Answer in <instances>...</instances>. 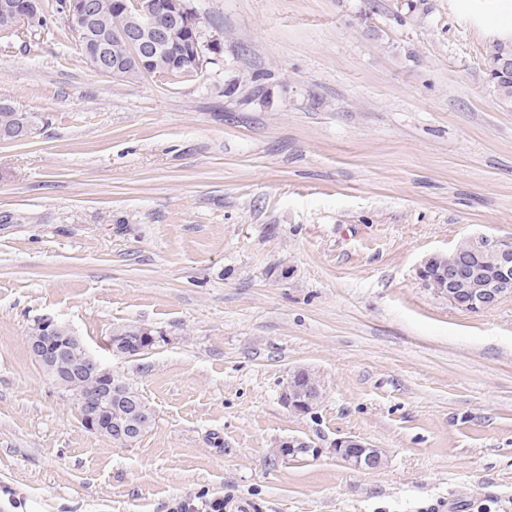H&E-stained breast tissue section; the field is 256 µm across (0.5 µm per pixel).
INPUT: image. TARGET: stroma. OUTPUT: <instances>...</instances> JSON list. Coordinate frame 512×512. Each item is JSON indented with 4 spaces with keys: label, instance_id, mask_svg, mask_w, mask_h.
<instances>
[{
    "label": "stroma",
    "instance_id": "1",
    "mask_svg": "<svg viewBox=\"0 0 512 512\" xmlns=\"http://www.w3.org/2000/svg\"><path fill=\"white\" fill-rule=\"evenodd\" d=\"M189 4L220 51L178 80L99 73L52 7L0 39V99L41 118L0 142V512H512V296L462 312L418 275L512 238V0ZM44 317L139 393L137 442L82 426ZM128 326L156 345L114 354ZM486 56L488 81L502 100L512 104V42H493ZM504 62L511 65L507 72L500 69ZM50 317L41 318L34 325L28 337V349L34 360L41 366L53 369L58 359L65 354H73L82 361V366L88 371H98L103 367L98 358L93 355L85 345L79 343V338L70 333V328L59 324ZM68 335V336H67ZM144 331L142 328L137 327H124L121 329H117L113 331L112 336L109 337V345L110 347L119 344H130L132 342L137 344V349L143 347V349L149 348L152 343H155L156 336H152V331L145 329V336L143 335ZM144 341H150L149 345L143 346L142 339ZM305 370L294 372L288 379L282 392V401L297 414H307L315 409V404L322 397V388L318 380L310 375V379L302 383L299 375ZM336 455L346 465L358 469H377L385 463V454L380 448H372L356 437H346L336 442Z\"/></svg>",
    "mask_w": 512,
    "mask_h": 512
}]
</instances>
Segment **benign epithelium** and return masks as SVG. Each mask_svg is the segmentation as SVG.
<instances>
[{"mask_svg":"<svg viewBox=\"0 0 512 512\" xmlns=\"http://www.w3.org/2000/svg\"><path fill=\"white\" fill-rule=\"evenodd\" d=\"M42 0H0V10L13 14L19 26L36 21ZM131 12L130 25L118 33L102 32L97 24L95 0H67L66 14L75 28L84 31V50L97 62L103 73L120 75L136 73L139 76L179 78L190 76L202 68L199 19L186 5L181 14L172 11L169 0H132L124 4ZM180 30L194 40L196 54L172 62L168 68L155 66V57L164 53L175 31ZM114 40L126 44L128 52L123 57H112ZM419 278L448 300L452 307L464 312H479L496 306L503 298L512 296V239L487 236L468 239V246H458L446 253L427 257L418 271ZM58 322L45 317L34 325L28 337V349L34 360L47 368H54L58 359L73 354L82 360L88 371L108 369L75 334L57 335ZM301 371L294 372L282 392V401L296 414H307L315 409L322 397V388L315 377L307 382L299 380ZM120 395L112 391V381H107L99 394L82 398L76 408L82 425L91 432L110 431L112 442H135L139 433L137 421L148 417L147 407L126 401L129 416L112 418V398ZM336 455L345 464L358 469H377L385 463V454L356 437H346L336 442Z\"/></svg>","mask_w":512,"mask_h":512,"instance_id":"7a95c632","label":"benign epithelium"}]
</instances>
